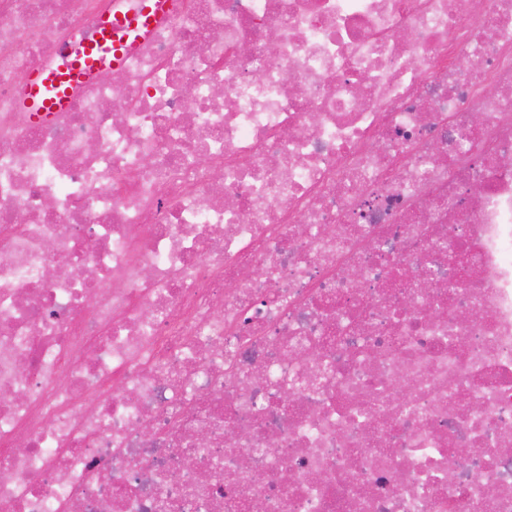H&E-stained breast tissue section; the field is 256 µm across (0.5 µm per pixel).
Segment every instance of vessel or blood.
Masks as SVG:
<instances>
[{"instance_id": "obj_1", "label": "vessel or blood", "mask_w": 512, "mask_h": 512, "mask_svg": "<svg viewBox=\"0 0 512 512\" xmlns=\"http://www.w3.org/2000/svg\"><path fill=\"white\" fill-rule=\"evenodd\" d=\"M168 6V0H119L113 24L104 25L97 40L80 54L68 57L59 67L31 71L21 99L23 111L43 120L68 108L79 80L97 68L100 58L121 67L127 40L150 31Z\"/></svg>"}]
</instances>
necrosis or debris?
<instances>
[{"mask_svg":"<svg viewBox=\"0 0 512 512\" xmlns=\"http://www.w3.org/2000/svg\"><path fill=\"white\" fill-rule=\"evenodd\" d=\"M111 13L0 0V512H512V0H175L34 122Z\"/></svg>","mask_w":512,"mask_h":512,"instance_id":"1","label":"necrosis or debris"}]
</instances>
